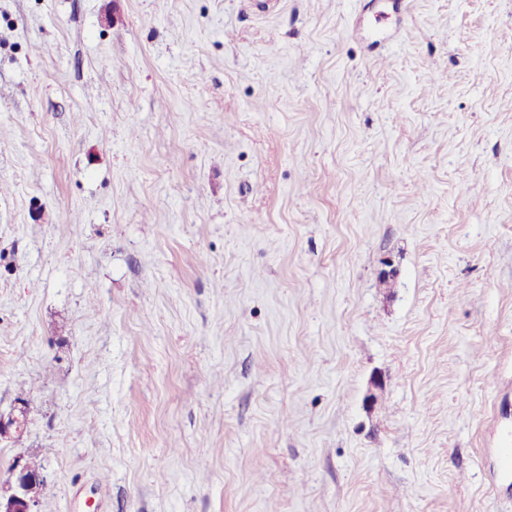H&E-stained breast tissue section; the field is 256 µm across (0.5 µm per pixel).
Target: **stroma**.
I'll return each mask as SVG.
<instances>
[{"label": "stroma", "instance_id": "obj_1", "mask_svg": "<svg viewBox=\"0 0 512 512\" xmlns=\"http://www.w3.org/2000/svg\"><path fill=\"white\" fill-rule=\"evenodd\" d=\"M24 392L38 512H512V0H0Z\"/></svg>", "mask_w": 512, "mask_h": 512}]
</instances>
